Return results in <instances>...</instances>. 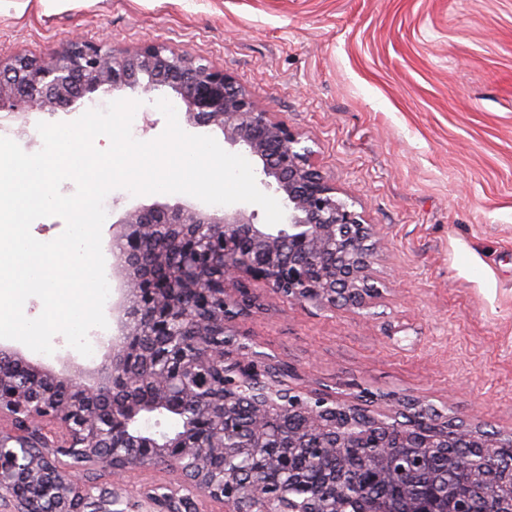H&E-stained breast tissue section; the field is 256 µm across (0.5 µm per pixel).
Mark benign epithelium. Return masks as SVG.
Segmentation results:
<instances>
[{
    "mask_svg": "<svg viewBox=\"0 0 512 512\" xmlns=\"http://www.w3.org/2000/svg\"><path fill=\"white\" fill-rule=\"evenodd\" d=\"M168 88L198 127L254 161L259 188L278 196L286 222L257 212L205 211L184 202L140 205L112 225V334L98 336L99 365L72 359L59 370L0 341V501L14 512H110L117 491L91 493L84 474L115 477L162 464L170 485L143 486L167 512H336L348 488L379 482L396 498H357L358 512H512V469H478L472 448H511L512 431L462 421L423 400L288 385V369L242 341L241 321L259 306L256 282L283 300L366 309L381 294L368 274L374 225L336 195L314 151L288 124L259 109L209 61L164 43L116 53L79 41L50 59H0V113L73 112L95 95ZM182 263L158 279L149 256ZM174 419L172 431L160 429ZM329 461L317 478L305 455ZM448 459V474L430 469ZM288 475L272 496L253 475Z\"/></svg>",
    "mask_w": 512,
    "mask_h": 512,
    "instance_id": "7a95c632",
    "label": "benign epithelium"
}]
</instances>
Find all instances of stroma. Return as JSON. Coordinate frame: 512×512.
Returning a JSON list of instances; mask_svg holds the SVG:
<instances>
[{
	"mask_svg": "<svg viewBox=\"0 0 512 512\" xmlns=\"http://www.w3.org/2000/svg\"><path fill=\"white\" fill-rule=\"evenodd\" d=\"M159 42L223 68L376 225L373 314L262 305L291 385L391 392L512 431V0H0V58ZM162 467L128 473L120 512Z\"/></svg>",
	"mask_w": 512,
	"mask_h": 512,
	"instance_id": "stroma-1",
	"label": "stroma"
}]
</instances>
